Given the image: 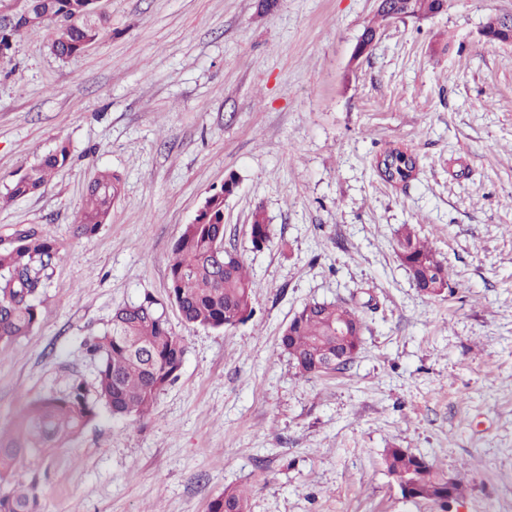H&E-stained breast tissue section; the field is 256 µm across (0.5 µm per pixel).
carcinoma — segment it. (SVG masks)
<instances>
[{
    "label": "carcinoma",
    "instance_id": "carcinoma-1",
    "mask_svg": "<svg viewBox=\"0 0 512 512\" xmlns=\"http://www.w3.org/2000/svg\"><path fill=\"white\" fill-rule=\"evenodd\" d=\"M51 9L39 23L22 12L15 25L0 32V45L13 42L30 30H51L57 55L68 59L81 54L99 39L103 28L97 19L90 28L80 17L92 8L90 0H50ZM443 0H411L400 11L427 16ZM70 159L67 146L53 152L12 183L8 200L26 197L46 186L54 171ZM418 168V159L398 147H389L376 160L379 176L389 183H405ZM234 178L204 199L194 221L185 225L169 264L170 298L189 327L226 329L250 320L255 312L256 282L232 248L216 252L224 241V199L234 192ZM122 192L121 177L98 170L88 183L73 226L78 237H91L108 223L112 206ZM252 245L260 249L272 240L264 211L257 209L250 224ZM397 256L424 295L436 298L448 292L451 272L428 241L410 224L399 229ZM56 239L36 227L14 230L11 241L0 243V342L7 344L31 333L41 322V293L59 259ZM364 320L345 301H313L302 306L284 328L279 348L292 359L303 376H316L324 361L338 352H359ZM97 360L95 396L84 384L73 382L61 395L30 403L12 428L0 429V512H40L39 483L14 485L10 476L16 464L32 452H49L77 435L103 409L112 416L139 420L147 417L165 387L174 383L182 368L185 338L169 327L156 303L146 300L117 308L110 328L87 344ZM385 465L392 480L411 485L414 497L436 502L448 490V473L422 456L403 448H388ZM208 512H247L246 492L227 487Z\"/></svg>",
    "mask_w": 512,
    "mask_h": 512
}]
</instances>
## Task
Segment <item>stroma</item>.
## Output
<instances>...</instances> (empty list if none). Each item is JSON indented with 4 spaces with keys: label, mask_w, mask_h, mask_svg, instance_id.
Masks as SVG:
<instances>
[{
    "label": "stroma",
    "mask_w": 512,
    "mask_h": 512,
    "mask_svg": "<svg viewBox=\"0 0 512 512\" xmlns=\"http://www.w3.org/2000/svg\"><path fill=\"white\" fill-rule=\"evenodd\" d=\"M103 35L62 60L41 29L0 59V196L58 144L39 193L0 208V237L34 226L61 245L42 320L0 344V427L30 401L94 388L87 341L152 300L186 339L147 420L108 412L32 453L41 512H208L249 488L247 512H437L404 498L384 451L455 475L458 512H512V45L482 34L512 0H448L354 50L376 0H98ZM407 147L404 185L377 157ZM122 178L110 219L71 227L94 172ZM224 244L258 284L230 329L186 326L168 299L172 248L228 176ZM272 226L254 249L255 208ZM414 225L452 272L430 298L396 254ZM343 300L364 318L346 369L298 373L278 347L293 314ZM379 176L389 183H405L412 178L418 168V159L399 147H389L376 160Z\"/></svg>",
    "instance_id": "35a3bbf8"
}]
</instances>
